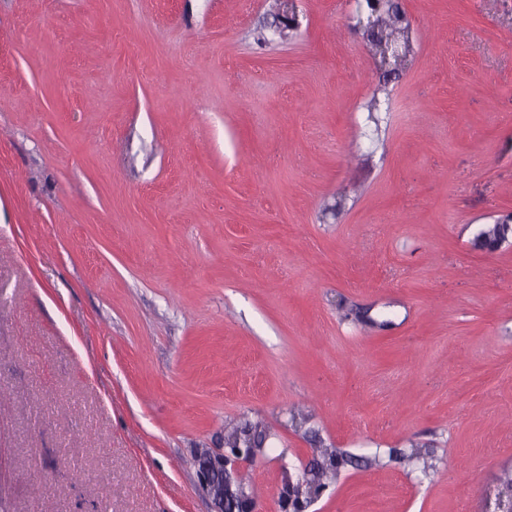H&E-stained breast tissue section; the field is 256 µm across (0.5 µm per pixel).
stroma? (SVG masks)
I'll return each mask as SVG.
<instances>
[{"label":"stroma","mask_w":512,"mask_h":512,"mask_svg":"<svg viewBox=\"0 0 512 512\" xmlns=\"http://www.w3.org/2000/svg\"><path fill=\"white\" fill-rule=\"evenodd\" d=\"M0 0V506L498 512L512 471V0ZM265 432L261 422L243 419L238 425L225 428L224 448H245L257 455L263 449ZM224 448H200L196 455L201 489L212 500L213 512H256L253 497L238 479L254 457L243 450L229 452ZM209 474H215L213 481ZM323 455L325 461L324 471L322 470L321 474L315 475L304 491L299 489L298 492H295V497L292 498V493L288 488L283 489L281 498L285 509L291 506L292 512H303L302 509H305L310 500L317 497L325 487V483L322 481L325 470L336 472L341 464L342 456L337 454L336 450L328 451L327 449L323 452Z\"/></svg>","instance_id":"obj_1"}]
</instances>
